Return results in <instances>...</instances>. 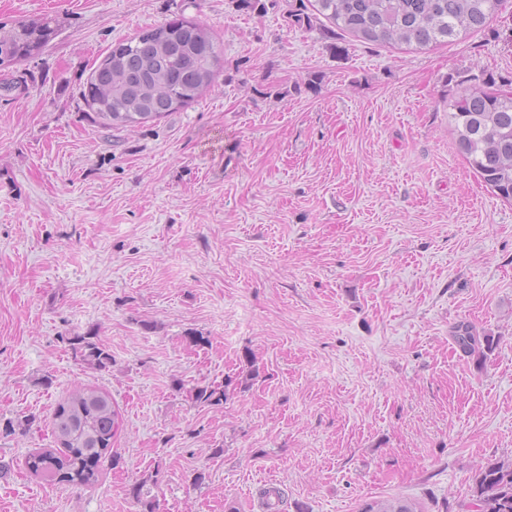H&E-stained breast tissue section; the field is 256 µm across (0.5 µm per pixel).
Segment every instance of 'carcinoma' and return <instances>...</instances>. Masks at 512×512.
Instances as JSON below:
<instances>
[{
    "label": "carcinoma",
    "mask_w": 512,
    "mask_h": 512,
    "mask_svg": "<svg viewBox=\"0 0 512 512\" xmlns=\"http://www.w3.org/2000/svg\"><path fill=\"white\" fill-rule=\"evenodd\" d=\"M501 0H305L291 4L292 25L311 28L328 22L359 41L374 45L405 44L426 49L452 43L484 30L497 16ZM155 38L136 35L116 43L91 73L81 98L95 119L112 127H138L156 122L195 102L213 86L222 60L208 33L183 15L156 27ZM13 41L0 46L3 56H15L37 34L47 41L53 30L46 23L12 29ZM452 91L448 118L459 153L487 187L512 202V91L496 88L490 73L483 77L456 72L448 75ZM454 339L465 353L480 356L492 350L494 337L478 336L471 325L455 327ZM73 354L92 369L112 367V353L95 337H67ZM230 381L196 387L197 403L221 405ZM120 427L119 412L105 391L83 388L60 400L53 410L58 447L31 455L28 471L47 481L88 485L98 481L103 459L120 456L112 442ZM475 512H512V461L488 462L472 479ZM359 512H418L409 502L370 501Z\"/></svg>",
    "instance_id": "carcinoma-1"
}]
</instances>
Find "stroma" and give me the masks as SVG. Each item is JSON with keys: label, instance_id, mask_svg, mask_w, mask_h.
I'll list each match as a JSON object with an SVG mask.
<instances>
[{"label": "stroma", "instance_id": "obj_1", "mask_svg": "<svg viewBox=\"0 0 512 512\" xmlns=\"http://www.w3.org/2000/svg\"><path fill=\"white\" fill-rule=\"evenodd\" d=\"M234 0H0L54 19L0 71V512H471L475 470L512 461V204L458 154L447 77L512 81V0L426 51L344 38ZM224 51L197 102L136 128L81 99L112 43L175 14ZM495 339L463 353L454 327ZM96 336L108 370L67 336ZM206 344H190L191 334ZM232 379L219 406L193 387ZM122 416L88 486L26 468L55 404ZM206 480L194 485L196 471ZM95 336L74 334L66 338L75 357L92 369L107 370L112 366V353Z\"/></svg>", "mask_w": 512, "mask_h": 512}]
</instances>
